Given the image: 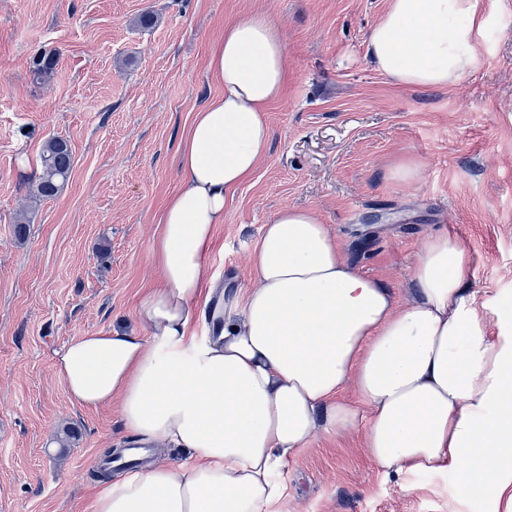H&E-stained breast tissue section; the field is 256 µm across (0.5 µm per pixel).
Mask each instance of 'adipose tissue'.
I'll return each mask as SVG.
<instances>
[{
  "label": "adipose tissue",
  "mask_w": 512,
  "mask_h": 512,
  "mask_svg": "<svg viewBox=\"0 0 512 512\" xmlns=\"http://www.w3.org/2000/svg\"><path fill=\"white\" fill-rule=\"evenodd\" d=\"M483 25L480 0H390L367 52L396 83L445 87L475 68ZM284 59L272 17L225 26L208 62L223 91L182 142L140 331L89 333L57 356L80 404L119 398L137 441L185 454L100 482L91 512H273L320 432L361 434L387 474L457 473L463 503L512 512V302L469 288L460 238L426 237L401 305L341 259L315 213L285 207L252 249V287L209 277L224 205L269 149Z\"/></svg>",
  "instance_id": "obj_1"
}]
</instances>
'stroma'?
Instances as JSON below:
<instances>
[{"label":"stroma","instance_id":"stroma-1","mask_svg":"<svg viewBox=\"0 0 512 512\" xmlns=\"http://www.w3.org/2000/svg\"><path fill=\"white\" fill-rule=\"evenodd\" d=\"M481 2L475 69L420 88L367 54L390 0H0V512H85L95 460L129 438L118 402L84 408L54 361L80 336L136 328L159 280L150 247L184 177L183 137L220 91L209 49L237 18L277 20L287 81L265 114L269 149L216 227L218 280L251 287L263 224L299 207L397 302L441 230L471 250L474 292L512 298V0ZM43 56L56 65L41 83ZM53 136L74 168L38 200L29 188ZM402 158L420 164L418 181L392 180ZM287 481L276 512H464L451 475H385L358 434L316 435Z\"/></svg>","mask_w":512,"mask_h":512}]
</instances>
